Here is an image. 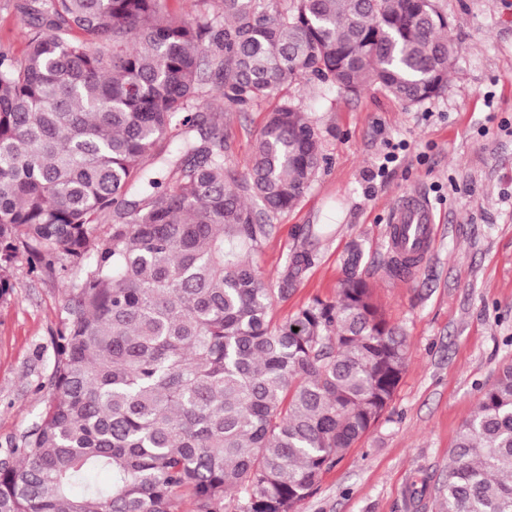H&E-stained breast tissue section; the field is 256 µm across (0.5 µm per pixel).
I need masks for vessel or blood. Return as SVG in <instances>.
I'll return each mask as SVG.
<instances>
[{
  "label": "vessel or blood",
  "mask_w": 512,
  "mask_h": 512,
  "mask_svg": "<svg viewBox=\"0 0 512 512\" xmlns=\"http://www.w3.org/2000/svg\"><path fill=\"white\" fill-rule=\"evenodd\" d=\"M434 234L430 205L416 193L402 196L392 207L388 237L395 257L420 261L427 253Z\"/></svg>",
  "instance_id": "vessel-or-blood-1"
}]
</instances>
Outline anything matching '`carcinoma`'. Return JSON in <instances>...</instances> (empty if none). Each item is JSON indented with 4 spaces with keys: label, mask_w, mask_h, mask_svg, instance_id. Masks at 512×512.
Listing matches in <instances>:
<instances>
[{
    "label": "carcinoma",
    "mask_w": 512,
    "mask_h": 512,
    "mask_svg": "<svg viewBox=\"0 0 512 512\" xmlns=\"http://www.w3.org/2000/svg\"><path fill=\"white\" fill-rule=\"evenodd\" d=\"M15 0L0 53V272L19 246L63 284L45 412L0 458V512H293L388 408L407 359L345 259L334 301L283 324L252 257L325 157L313 122L268 113L243 173L221 99L301 78L420 103L459 53L434 0ZM113 216L104 234L99 225ZM298 331H293V328ZM110 483L87 482L93 472ZM446 512H512V366L448 465ZM13 0H0V51L21 57L25 49V20L12 8Z\"/></svg>",
    "instance_id": "1"
}]
</instances>
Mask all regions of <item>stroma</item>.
<instances>
[{"label": "stroma", "mask_w": 512, "mask_h": 512, "mask_svg": "<svg viewBox=\"0 0 512 512\" xmlns=\"http://www.w3.org/2000/svg\"><path fill=\"white\" fill-rule=\"evenodd\" d=\"M459 47L448 86L420 103L372 87L359 94L315 80L283 85L258 105L215 102L244 170L268 112L283 102L316 123L326 161L299 203L278 215L255 257L279 284L294 252L311 266L270 315L281 323L313 297L335 300L343 260L358 274L409 359L382 418L294 512H442L449 452L482 390L512 364V0H435ZM406 143L384 161L388 143ZM418 192L435 237L414 274H396L387 227L394 203ZM0 294V455L40 421L49 394L61 280L18 250Z\"/></svg>", "instance_id": "35a3bbf8"}]
</instances>
